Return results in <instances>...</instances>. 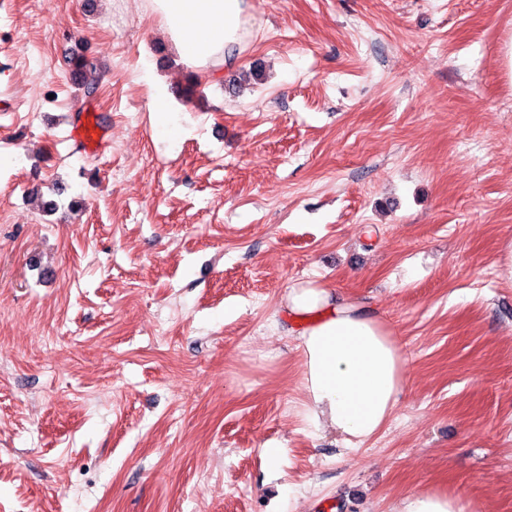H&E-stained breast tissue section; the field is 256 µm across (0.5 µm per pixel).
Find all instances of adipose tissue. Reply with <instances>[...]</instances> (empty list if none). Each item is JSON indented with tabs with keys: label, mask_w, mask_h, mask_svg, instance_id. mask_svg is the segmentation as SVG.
<instances>
[{
	"label": "adipose tissue",
	"mask_w": 512,
	"mask_h": 512,
	"mask_svg": "<svg viewBox=\"0 0 512 512\" xmlns=\"http://www.w3.org/2000/svg\"><path fill=\"white\" fill-rule=\"evenodd\" d=\"M180 61L216 77L226 47L240 38L246 0H147ZM285 309L304 322L296 415L343 447H365L392 419L406 384L405 359L374 313L309 283L291 285ZM396 512H477L455 494L419 490Z\"/></svg>",
	"instance_id": "1"
}]
</instances>
